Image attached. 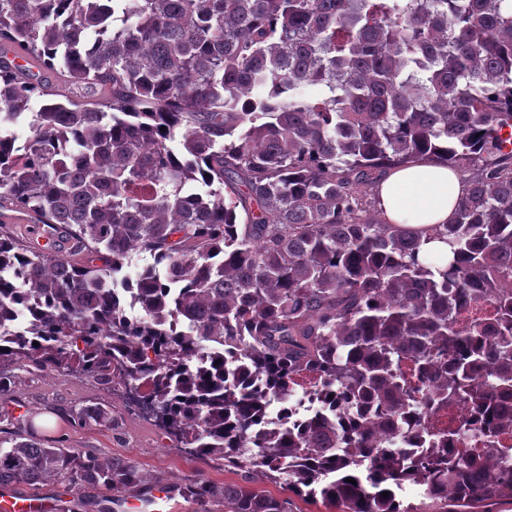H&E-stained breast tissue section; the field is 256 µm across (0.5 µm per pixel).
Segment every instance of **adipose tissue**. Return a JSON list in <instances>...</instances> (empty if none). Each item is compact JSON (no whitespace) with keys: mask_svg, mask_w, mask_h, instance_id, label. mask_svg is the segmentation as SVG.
I'll list each match as a JSON object with an SVG mask.
<instances>
[{"mask_svg":"<svg viewBox=\"0 0 512 512\" xmlns=\"http://www.w3.org/2000/svg\"><path fill=\"white\" fill-rule=\"evenodd\" d=\"M385 222L424 233L421 253L437 266L448 263V246L430 238L434 225L449 223L465 184L453 169L417 160L382 173L377 186Z\"/></svg>","mask_w":512,"mask_h":512,"instance_id":"obj_1","label":"adipose tissue"}]
</instances>
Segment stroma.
Here are the masks:
<instances>
[{"label": "stroma", "mask_w": 512, "mask_h": 512, "mask_svg": "<svg viewBox=\"0 0 512 512\" xmlns=\"http://www.w3.org/2000/svg\"><path fill=\"white\" fill-rule=\"evenodd\" d=\"M0 373L10 377L13 387L0 396V428L12 431L17 421L27 420L45 446L67 448L84 457L121 458L135 464L145 478L140 489L148 494L157 485L172 488L187 483L223 485L249 479L252 487L289 498L291 512H328L322 501L289 497L282 485L259 473L242 476L218 461L187 454L153 420L141 417L129 405L120 387L77 372L42 370L32 365L5 363ZM98 406L111 410L109 424L81 421L83 410ZM38 498L41 512H122L123 495L95 487L73 488L54 480L27 487Z\"/></svg>", "instance_id": "35a3bbf8"}]
</instances>
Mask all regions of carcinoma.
Returning <instances> with one entry per match:
<instances>
[{"label": "carcinoma", "mask_w": 512, "mask_h": 512, "mask_svg": "<svg viewBox=\"0 0 512 512\" xmlns=\"http://www.w3.org/2000/svg\"><path fill=\"white\" fill-rule=\"evenodd\" d=\"M12 53L100 97L53 99ZM415 159L470 172L442 269L371 212ZM5 210L83 259L0 237V364L116 382L191 455L337 512L512 503V288L489 289L512 275V0H0ZM302 381L322 406L292 420ZM450 403L486 422L439 424ZM56 477L143 482L0 439V487ZM224 512L288 500L226 484Z\"/></svg>", "instance_id": "cac0c4a2"}]
</instances>
